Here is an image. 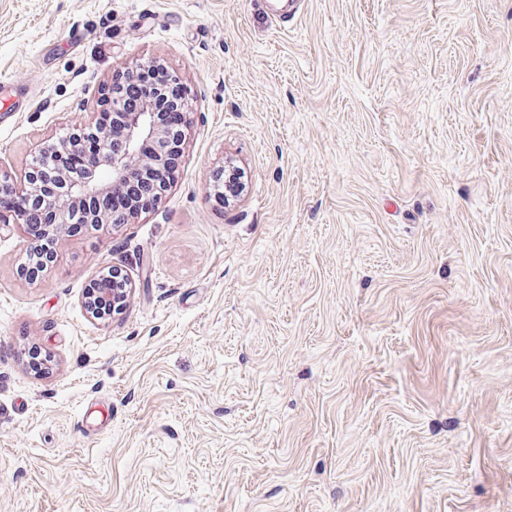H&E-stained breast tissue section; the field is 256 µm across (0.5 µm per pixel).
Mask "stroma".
<instances>
[{"label": "stroma", "mask_w": 512, "mask_h": 512, "mask_svg": "<svg viewBox=\"0 0 512 512\" xmlns=\"http://www.w3.org/2000/svg\"><path fill=\"white\" fill-rule=\"evenodd\" d=\"M150 60L156 206L36 279L0 223V512H512V0H0V172ZM110 272L102 274L96 288H86L84 307L96 318L103 311L119 314L127 305L132 283L127 274L117 267H109ZM118 311V313H116Z\"/></svg>", "instance_id": "35a3bbf8"}]
</instances>
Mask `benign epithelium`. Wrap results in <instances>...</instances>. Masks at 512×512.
<instances>
[{
    "instance_id": "obj_1",
    "label": "benign epithelium",
    "mask_w": 512,
    "mask_h": 512,
    "mask_svg": "<svg viewBox=\"0 0 512 512\" xmlns=\"http://www.w3.org/2000/svg\"><path fill=\"white\" fill-rule=\"evenodd\" d=\"M147 95L145 106L129 115L122 130V142L115 148L109 142V135L100 139V167L82 179L66 176L61 167H29L19 179L0 174V193L7 192L15 199L11 210L12 224L28 233L30 216L38 211L50 216L45 225L43 238L45 244L34 243L28 254L27 266L47 260L57 255L62 242L68 235L69 214L66 206L88 201L106 192L115 190L146 173L151 182L145 183L146 190L154 188L165 192L171 185V174L166 164V153L159 152L147 158L141 153V147L148 141H161L172 148H184L185 130L173 132L165 128L156 116L155 102H166L181 108H187L186 95L175 98L170 89L163 85H149L143 88ZM138 217L133 212L124 218L99 212H86L88 224H129ZM132 283L122 269L110 267V271L101 275L97 287L85 290L84 307L91 316L96 317L104 311L120 312L127 305L131 295Z\"/></svg>"
}]
</instances>
